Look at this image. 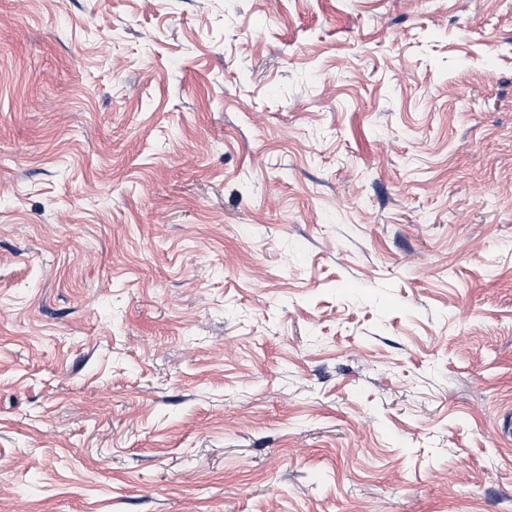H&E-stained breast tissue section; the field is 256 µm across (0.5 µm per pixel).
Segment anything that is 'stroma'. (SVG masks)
Returning a JSON list of instances; mask_svg holds the SVG:
<instances>
[{
    "label": "stroma",
    "mask_w": 512,
    "mask_h": 512,
    "mask_svg": "<svg viewBox=\"0 0 512 512\" xmlns=\"http://www.w3.org/2000/svg\"><path fill=\"white\" fill-rule=\"evenodd\" d=\"M512 0H0V512H512Z\"/></svg>",
    "instance_id": "35a3bbf8"
}]
</instances>
